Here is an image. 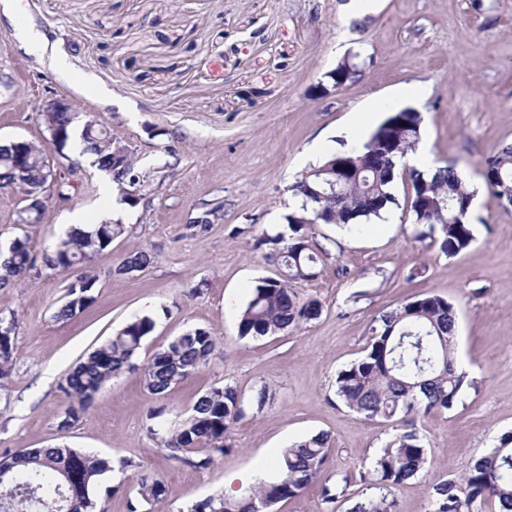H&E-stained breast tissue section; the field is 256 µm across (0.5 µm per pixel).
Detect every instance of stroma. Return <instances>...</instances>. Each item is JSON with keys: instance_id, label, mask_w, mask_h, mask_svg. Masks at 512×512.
<instances>
[{"instance_id": "obj_1", "label": "stroma", "mask_w": 512, "mask_h": 512, "mask_svg": "<svg viewBox=\"0 0 512 512\" xmlns=\"http://www.w3.org/2000/svg\"><path fill=\"white\" fill-rule=\"evenodd\" d=\"M355 0H0V142H48L45 100L78 113L64 149L74 167L63 195L48 199L39 223L18 224L17 189L0 187V244L25 237L34 256L52 251L74 216L108 219L125 232L88 265L27 276L0 288V316H15L14 364L0 385V454L59 443L107 459L95 512H130L136 478H160L158 512H192L223 493L224 475L257 470L288 444L324 433V479L347 478L348 495L330 503L313 483L274 512H348L391 424L372 422L335 395L337 372L360 358L384 310L440 296L458 310L457 367L475 386L449 411L419 414L408 426L424 440L430 466L394 491L399 512H428L431 483L457 478L512 433V209L482 176L485 160L512 144V0H377L356 22ZM40 33L38 50L23 41ZM350 60L353 82L335 88L336 65ZM423 83L421 139L434 166L454 163L473 189L475 239L449 257L420 238L407 207L410 182L396 181L391 221L358 233L313 224L328 251L319 276L298 284L318 300V318L272 336L240 337L256 281L278 273L258 239L298 212L292 185L324 155L355 146L351 122L373 131L399 109L395 92ZM95 120L135 157L144 179L136 203L79 153L82 123ZM222 206L220 221L192 218ZM149 251L143 270L120 273L124 258ZM97 275L93 303L57 317L69 285ZM154 330L136 369L113 379L78 424L60 434L70 400L59 385L85 353L131 317ZM202 328L216 356L160 399L141 382L154 350ZM232 385L245 415L228 451L206 469L170 457L152 439L211 387ZM264 408L252 398L262 386ZM130 460L120 470L121 460Z\"/></svg>"}]
</instances>
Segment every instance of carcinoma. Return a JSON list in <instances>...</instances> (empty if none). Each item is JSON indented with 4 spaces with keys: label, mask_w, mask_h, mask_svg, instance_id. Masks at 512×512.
<instances>
[{
    "label": "carcinoma",
    "mask_w": 512,
    "mask_h": 512,
    "mask_svg": "<svg viewBox=\"0 0 512 512\" xmlns=\"http://www.w3.org/2000/svg\"><path fill=\"white\" fill-rule=\"evenodd\" d=\"M62 132L57 147L65 148L73 119L60 112L53 116ZM422 117L408 109L394 111L367 140L355 146V158L362 168L360 178L347 184L336 199L324 194L327 164L302 174L292 187L301 198L303 215H288V233L267 236L261 244L269 247L266 258L280 266V276L264 278L254 285L241 313L239 335L263 337L317 318L321 304L301 299L292 284L310 281L319 274L326 250L305 231L308 224H339L359 230L371 218L397 204L393 187L400 175L411 182L409 212L425 230L420 236L439 244L453 257L474 240L469 211L471 192L448 163L429 173L405 167L403 159L420 140ZM80 154L93 155L99 169L112 173V150L106 133L94 128L81 130ZM14 146H0V185L22 183L28 199L20 220L37 222L46 204L38 201L46 169L39 155L21 174L9 164ZM483 178L498 199L512 192V145H506L484 162ZM445 206L443 216H434L430 204ZM125 227L111 221L74 228L59 239L55 249L41 258L42 268L56 271L87 264L92 256L121 236ZM152 255L141 250L124 259L120 270L137 271L147 266ZM28 240L15 238L0 248V288L11 285L26 270L36 269ZM96 276L85 273L68 287L67 300L58 316L72 318L94 301ZM16 318L0 319V380L9 377L13 367ZM457 325L455 305L439 296L410 300L382 313L371 326V343L365 354L339 370L336 397L349 410L364 419L396 422L433 411L453 409L466 389L472 386L467 373L454 367V337ZM154 329L148 315L128 321L112 338L89 352L65 376L60 389L71 400L57 424L64 434L80 421L96 395L112 379L134 367L147 337ZM217 349L216 339L201 328L185 332L158 347L142 369L145 390L163 397L174 385L191 378L205 366ZM244 417V396L231 385L214 386L200 395L190 413L178 414L158 436L160 445L172 456L196 469L209 467L215 456L227 451L224 440L232 426ZM80 458V467L68 476L63 464ZM329 457L327 436L316 434L284 449L278 457V480L261 484L239 499L217 494L194 506L193 512H272V508L304 492L320 475ZM429 464L428 448L414 430L398 429L374 460L371 479L350 512H397L393 490L414 479ZM108 462L68 446L33 448L0 456V512H94L92 499ZM347 479L322 486V496L336 501L345 496ZM139 502L150 506L165 500L162 480L142 474L137 479ZM429 512H472L475 503L489 502L495 512H512V435L478 458L458 479L440 478L430 487Z\"/></svg>",
    "instance_id": "cac0c4a2"
}]
</instances>
